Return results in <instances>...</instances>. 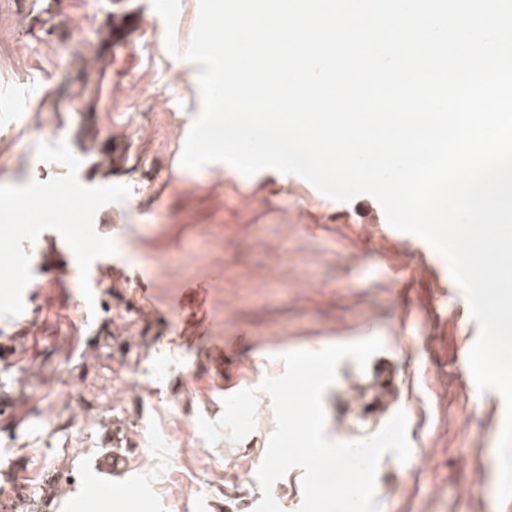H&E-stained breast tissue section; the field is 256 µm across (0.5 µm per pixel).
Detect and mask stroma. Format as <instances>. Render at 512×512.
<instances>
[{
    "label": "stroma",
    "mask_w": 512,
    "mask_h": 512,
    "mask_svg": "<svg viewBox=\"0 0 512 512\" xmlns=\"http://www.w3.org/2000/svg\"><path fill=\"white\" fill-rule=\"evenodd\" d=\"M0 8V182L63 175L35 159L67 141L80 180L131 194L96 223L115 254L89 270L86 303L74 260L45 230L29 252L22 314L0 318V500L10 512H252L275 415L257 395L241 441L199 434L225 397L216 357L241 388L282 372L280 355L380 338L408 418L412 455L378 467L381 512H508L497 503L491 430L505 406L479 392L461 361L479 327L463 314L445 260L417 271L407 238L376 234L374 198L337 202L301 178L255 180L180 164L201 94L198 65L169 55L152 0H14ZM52 123L53 136L37 124ZM111 141L104 160L93 141ZM145 277V288L136 280ZM116 372L136 376L117 392ZM372 383L351 359L323 405L328 438L354 442L383 420L357 412ZM129 468L100 467L107 454ZM96 483L100 495L86 491Z\"/></svg>",
    "instance_id": "stroma-1"
}]
</instances>
